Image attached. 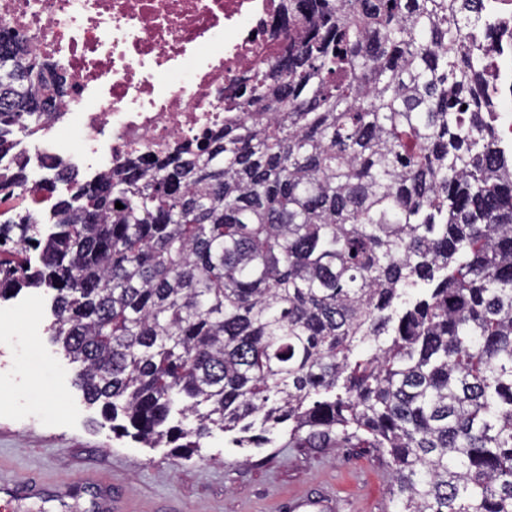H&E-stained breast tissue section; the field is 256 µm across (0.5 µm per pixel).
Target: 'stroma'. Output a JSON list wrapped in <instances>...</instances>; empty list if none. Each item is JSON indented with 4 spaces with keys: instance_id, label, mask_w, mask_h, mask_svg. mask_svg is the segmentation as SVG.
<instances>
[{
    "instance_id": "35a3bbf8",
    "label": "stroma",
    "mask_w": 512,
    "mask_h": 512,
    "mask_svg": "<svg viewBox=\"0 0 512 512\" xmlns=\"http://www.w3.org/2000/svg\"><path fill=\"white\" fill-rule=\"evenodd\" d=\"M0 326V471L22 483L111 485L125 512H285L289 495L323 488L350 512H397L392 476L372 448H239L223 434L186 461L117 438L85 403L75 366L31 316Z\"/></svg>"
}]
</instances>
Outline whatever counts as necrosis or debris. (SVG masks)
<instances>
[{
  "label": "necrosis or debris",
  "instance_id": "1",
  "mask_svg": "<svg viewBox=\"0 0 512 512\" xmlns=\"http://www.w3.org/2000/svg\"><path fill=\"white\" fill-rule=\"evenodd\" d=\"M297 36L281 0H0V38L61 61L69 86L59 117L21 130L27 162L17 199L40 188L55 158L94 175L128 157L224 125V98ZM512 55V0H483L473 51Z\"/></svg>",
  "mask_w": 512,
  "mask_h": 512
}]
</instances>
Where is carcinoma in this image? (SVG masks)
Instances as JSON below:
<instances>
[{"instance_id":"1","label":"carcinoma","mask_w":512,"mask_h":512,"mask_svg":"<svg viewBox=\"0 0 512 512\" xmlns=\"http://www.w3.org/2000/svg\"><path fill=\"white\" fill-rule=\"evenodd\" d=\"M282 7L302 38L224 130L115 178L57 161L40 225L38 198L0 224V299L56 291L53 340L118 437L375 448L398 512H512V150L479 0ZM67 87L0 43V160ZM511 87H512V72L510 71V82L507 87V89L497 88L496 84H493L491 86L492 91L497 93L495 98V106L497 112H503L499 113L503 116V119L501 123L497 126L498 135L500 139L504 141V139H507L504 141L505 144L512 143V116H511Z\"/></svg>"}]
</instances>
